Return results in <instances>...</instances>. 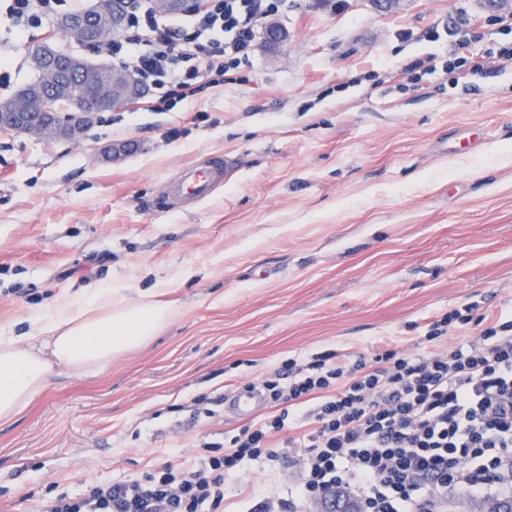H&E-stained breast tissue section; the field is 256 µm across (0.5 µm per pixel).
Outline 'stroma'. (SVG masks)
I'll return each mask as SVG.
<instances>
[{"instance_id":"1","label":"stroma","mask_w":512,"mask_h":512,"mask_svg":"<svg viewBox=\"0 0 512 512\" xmlns=\"http://www.w3.org/2000/svg\"><path fill=\"white\" fill-rule=\"evenodd\" d=\"M256 31L231 82L170 112L99 113L76 141L0 131V336L60 298L170 278L179 317L99 375L62 372L0 423V512L29 492H79L220 442L224 399L284 360L383 348L426 355L442 314L473 303L449 342L512 316V16L483 0H290ZM16 32L0 98L31 81ZM495 67L446 70L448 46ZM478 134L465 157L459 133ZM213 153L238 170L204 201L156 210L164 184ZM209 399L195 411L194 397Z\"/></svg>"}]
</instances>
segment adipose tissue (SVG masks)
Instances as JSON below:
<instances>
[{
	"label": "adipose tissue",
	"instance_id": "ef3b65f1",
	"mask_svg": "<svg viewBox=\"0 0 512 512\" xmlns=\"http://www.w3.org/2000/svg\"><path fill=\"white\" fill-rule=\"evenodd\" d=\"M168 281L133 299L102 281L86 299L55 302L17 336H0V421L16 418L67 368L99 374L112 362L147 346L177 317L162 302Z\"/></svg>",
	"mask_w": 512,
	"mask_h": 512
}]
</instances>
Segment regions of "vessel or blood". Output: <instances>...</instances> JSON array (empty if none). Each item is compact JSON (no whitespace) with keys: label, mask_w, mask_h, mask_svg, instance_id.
<instances>
[{"label":"vessel or blood","mask_w":512,"mask_h":512,"mask_svg":"<svg viewBox=\"0 0 512 512\" xmlns=\"http://www.w3.org/2000/svg\"><path fill=\"white\" fill-rule=\"evenodd\" d=\"M227 168L228 162L224 156L213 155L203 162L182 169L158 197L157 209H168L179 199L201 201L210 197L223 184ZM261 399L262 395L258 390L246 388L232 396L228 407L237 415L250 416L259 409Z\"/></svg>","instance_id":"b4317fda"}]
</instances>
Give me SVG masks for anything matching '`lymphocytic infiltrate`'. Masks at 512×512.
I'll list each match as a JSON object with an SVG mask.
<instances>
[{
  "mask_svg": "<svg viewBox=\"0 0 512 512\" xmlns=\"http://www.w3.org/2000/svg\"><path fill=\"white\" fill-rule=\"evenodd\" d=\"M288 0H202L188 21L157 19L133 0L130 30L100 50L152 91L150 109L168 112L217 86L249 59L259 23ZM465 303L434 320L428 355L388 349L372 360L321 352L284 361L260 391L272 412L224 442H204L183 461L119 480L94 481L76 494L34 498L29 512H224L230 478L245 466L275 476L289 432L300 479L287 494L250 493L246 512H307L343 491L361 512H443L449 494L512 489V318L478 339L444 346L473 319Z\"/></svg>",
  "mask_w": 512,
  "mask_h": 512,
  "instance_id": "1",
  "label": "lymphocytic infiltrate"
}]
</instances>
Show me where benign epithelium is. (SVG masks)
<instances>
[{
	"label": "benign epithelium",
	"mask_w": 512,
	"mask_h": 512,
	"mask_svg": "<svg viewBox=\"0 0 512 512\" xmlns=\"http://www.w3.org/2000/svg\"><path fill=\"white\" fill-rule=\"evenodd\" d=\"M200 5V0H152L153 9L161 14L190 12ZM126 6L127 0H92L87 10L61 16L56 30L87 46L97 45L109 35L122 32L116 21L107 28L96 26L97 15L111 13L116 16ZM28 54L40 66L42 86L34 92L19 93L9 111L0 113V131L10 130L37 138L76 139L97 113L118 107L142 94L141 85L131 74L111 66L109 70L116 72L114 80L78 101L61 117L55 104L71 97L70 77L86 74L93 64L60 51L53 40L29 47Z\"/></svg>",
	"instance_id": "obj_1"
}]
</instances>
